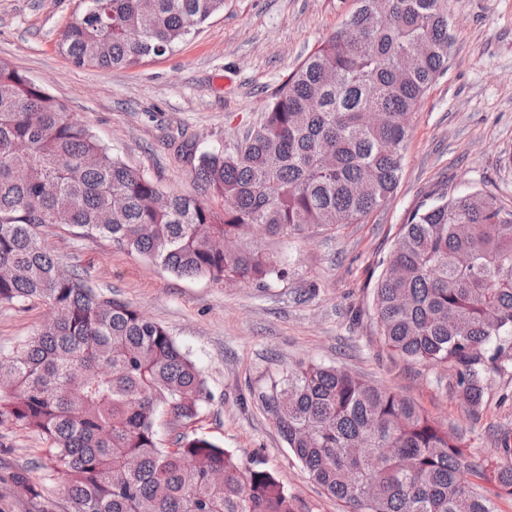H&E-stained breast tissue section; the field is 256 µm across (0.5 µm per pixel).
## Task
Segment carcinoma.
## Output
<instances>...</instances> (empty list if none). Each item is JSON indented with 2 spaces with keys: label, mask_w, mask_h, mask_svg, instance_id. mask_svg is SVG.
I'll return each mask as SVG.
<instances>
[{
  "label": "carcinoma",
  "mask_w": 512,
  "mask_h": 512,
  "mask_svg": "<svg viewBox=\"0 0 512 512\" xmlns=\"http://www.w3.org/2000/svg\"><path fill=\"white\" fill-rule=\"evenodd\" d=\"M224 0H78L59 48L77 67L131 66L172 51ZM448 0H356L280 85L232 150L193 156L199 193L127 166L66 104L0 60V306L54 322L0 353V424L39 434L74 512H297L255 461L203 434L160 446L166 412L199 418L210 394L169 330L63 268L40 229L105 237L177 277L263 287L287 273L253 247L361 224L402 171L410 118L448 70ZM224 199L218 213L207 199ZM374 293L384 344L445 365L472 413L512 365V209L442 192L409 214ZM309 478L347 512H496L512 464L461 477L460 439L413 403L337 366L301 363L259 394Z\"/></svg>",
  "instance_id": "1"
}]
</instances>
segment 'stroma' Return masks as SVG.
I'll return each mask as SVG.
<instances>
[{
    "label": "stroma",
    "mask_w": 512,
    "mask_h": 512,
    "mask_svg": "<svg viewBox=\"0 0 512 512\" xmlns=\"http://www.w3.org/2000/svg\"><path fill=\"white\" fill-rule=\"evenodd\" d=\"M354 0H224L174 51L112 69L76 67L59 49L77 0H0V59L49 93L126 164L163 187L193 195L177 131L199 149L232 148L257 126L272 93L341 26ZM448 70L417 103L400 183L389 204L361 224L287 238L264 236L288 274L264 288L182 279L101 237L45 229L44 247L80 265L100 289L163 324L201 370L211 393L199 431L242 462L259 460L298 512H342L292 456L258 394L289 366L311 361L350 369L415 404L461 435L472 462L500 459L512 439V369L493 375L473 416L443 366L408 362L379 332L373 294L379 262L401 224L435 193L479 189L512 208V0H448ZM48 310L0 307V350L43 325ZM0 512H72L61 479L49 477L39 435L0 427ZM43 486L33 497L13 475Z\"/></svg>",
    "instance_id": "35a3bbf8"
}]
</instances>
